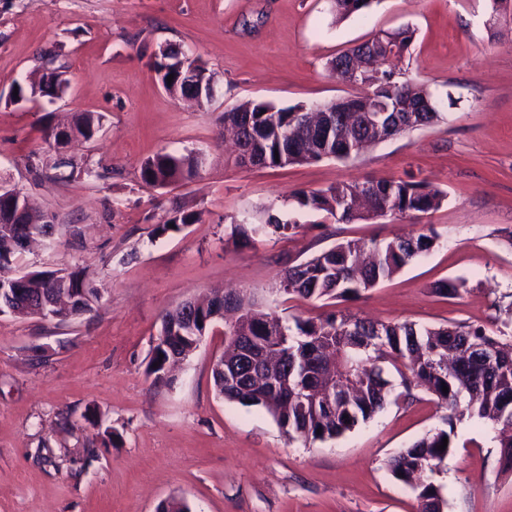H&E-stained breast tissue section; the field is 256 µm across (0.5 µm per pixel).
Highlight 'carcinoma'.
<instances>
[{"label": "carcinoma", "instance_id": "obj_1", "mask_svg": "<svg viewBox=\"0 0 512 512\" xmlns=\"http://www.w3.org/2000/svg\"><path fill=\"white\" fill-rule=\"evenodd\" d=\"M336 20L342 21L369 8L373 0H332ZM414 30L402 27L383 32L381 44L364 61L360 71L350 77L332 69L344 81L358 86L359 92L341 102H331L336 110V129L327 133L313 126L307 113L297 114L301 105L276 107L262 101H247L224 113L235 123L234 135L242 148L251 151L255 165L285 167L324 158L346 160L351 157L348 142L339 129L358 135L360 141H376L413 130L405 113L391 112L384 124H363L361 110L382 102L432 100L434 111L420 112L419 128L441 118L438 100L424 86L396 78L383 68L392 56L410 52ZM160 81L177 74L174 57L162 54L151 61ZM100 118L89 112L73 117L70 129L91 139ZM198 170L193 155L159 153L140 168L146 184L166 187L192 179ZM447 193L431 183L413 179L341 182L321 190H300L289 195L293 206L318 213L338 223L366 218L364 212L389 206L391 215L428 213L439 209ZM198 220V215L173 209L168 220L154 232L164 234ZM299 225L269 216L264 224L247 228L234 226L232 233L243 237L278 234L291 237ZM438 240L433 228L410 237L350 240L337 243L310 258L288 265L277 276V292L307 300L354 301L362 293L390 278ZM43 291H53L55 279L68 280L74 297L60 323L71 322L93 309L97 290L85 269H52L38 272ZM467 290L464 279L441 281L435 291L456 296ZM233 308L250 319L229 329L224 335L246 336L259 365L244 377L229 379L213 371V388L227 401L265 409L280 429L303 443L334 439L365 422L387 405L391 394L390 370H395L404 388L402 396L421 388L448 409V428L428 431L388 461L392 477L410 487L419 512H444L447 501L441 495L435 475L453 448V419L464 413L491 422L499 428L502 468L512 473V338L498 337L485 328L467 323L420 327L411 322L385 323L351 315L328 313L324 316L288 321L265 311L250 298L236 297ZM207 330L204 325L185 321L177 308L162 316L160 335L167 336L171 348L184 353ZM168 349L156 344L147 364V375L154 383L167 382ZM448 387L449 392L442 391ZM447 447L438 449L442 439Z\"/></svg>", "mask_w": 512, "mask_h": 512}]
</instances>
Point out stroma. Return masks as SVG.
Listing matches in <instances>:
<instances>
[{
	"mask_svg": "<svg viewBox=\"0 0 512 512\" xmlns=\"http://www.w3.org/2000/svg\"><path fill=\"white\" fill-rule=\"evenodd\" d=\"M490 0H373L336 21L332 0H0V93L39 78L43 51L62 65L63 98L0 101V183L26 195L54 224L53 244L23 252L19 270L86 269L98 290L91 314L67 324L0 313V512H156L183 498L191 512H418L386 463L446 410L424 390L324 442L289 440L260 407L218 397L212 366L224 351L214 323L154 384L146 366L161 315L223 288L283 319L333 311L433 327L451 322L512 332V19L489 29ZM410 27L409 54L391 64L444 108L438 123L377 143L349 160L284 168L237 163L224 113L258 100L314 106L354 94L329 67L383 30ZM173 46L213 72L205 104L172 97L149 63ZM102 117L92 140L45 141L43 125L73 113ZM160 152L200 157L191 180L154 187L140 166ZM73 160L72 178L54 165ZM425 180L447 194L426 215L350 224L288 201L343 181ZM196 222L155 235L173 208ZM295 222L289 239L244 238L237 224L268 215ZM439 240L355 301L284 297L286 265L346 240ZM466 280L455 297L436 293ZM111 445H103L104 430ZM437 481L446 512H512V473L480 419L454 421V448Z\"/></svg>",
	"mask_w": 512,
	"mask_h": 512,
	"instance_id": "obj_1",
	"label": "stroma"
}]
</instances>
